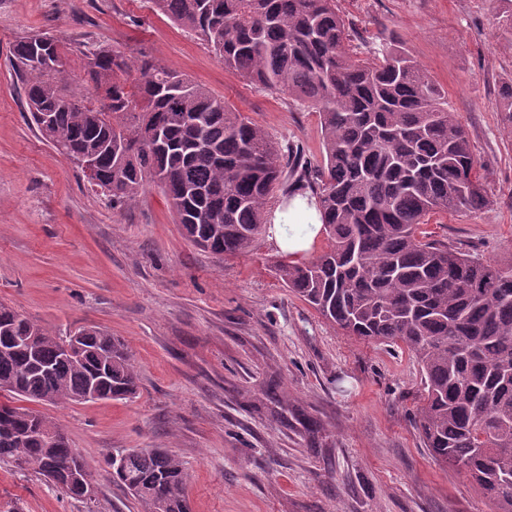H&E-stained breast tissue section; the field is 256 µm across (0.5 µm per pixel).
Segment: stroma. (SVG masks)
Returning a JSON list of instances; mask_svg holds the SVG:
<instances>
[{"label": "stroma", "instance_id": "stroma-1", "mask_svg": "<svg viewBox=\"0 0 512 512\" xmlns=\"http://www.w3.org/2000/svg\"><path fill=\"white\" fill-rule=\"evenodd\" d=\"M347 52L409 53L444 90L482 164L491 205L430 214L425 231L512 260V130L495 109L512 38L492 0H336ZM42 32L83 77L82 45L148 55L260 125L283 154L320 165L318 112L226 69L149 0H0V302L65 338L100 326L140 378L135 398L41 411L84 459L95 496L70 499L0 464V512H140L112 454L165 448L190 473L191 512H489L465 474L436 463L413 424L414 355L342 334L285 288L267 235L223 258L191 244L154 185L111 205L29 125L10 65Z\"/></svg>", "mask_w": 512, "mask_h": 512}]
</instances>
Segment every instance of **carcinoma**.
Instances as JSON below:
<instances>
[{"label": "carcinoma", "instance_id": "obj_1", "mask_svg": "<svg viewBox=\"0 0 512 512\" xmlns=\"http://www.w3.org/2000/svg\"><path fill=\"white\" fill-rule=\"evenodd\" d=\"M249 82L316 109L324 159L295 165L286 194L313 188L327 250L275 268L283 284L347 336L402 345L423 380L415 425L435 462L466 474L490 512H512V261H487L419 232L437 211L473 213L490 200L481 164L440 86L398 49L372 59L345 50L336 0H151ZM85 80L101 103L77 94L52 36L12 48L13 69L41 136L72 163L95 158L89 184L112 204L137 200L153 183L168 198L185 238L219 256L251 250L267 199L281 185L280 149L223 99L147 57L136 62L101 42L83 45ZM139 78L128 89L132 72ZM512 127V83L496 101ZM41 336L36 353L21 343ZM76 362L60 338L0 302V397L52 406L76 403L111 357L96 400L138 391L127 347L108 331H78ZM0 463L44 476L71 454L67 438L21 441L45 415L5 404ZM113 479L141 512H190L183 462L146 448Z\"/></svg>", "mask_w": 512, "mask_h": 512}]
</instances>
